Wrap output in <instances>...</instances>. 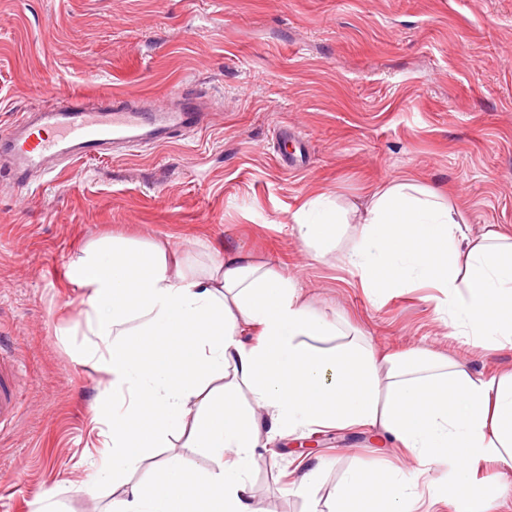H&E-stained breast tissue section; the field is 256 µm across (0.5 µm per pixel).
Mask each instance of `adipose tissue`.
Here are the masks:
<instances>
[{
	"mask_svg": "<svg viewBox=\"0 0 512 512\" xmlns=\"http://www.w3.org/2000/svg\"><path fill=\"white\" fill-rule=\"evenodd\" d=\"M348 224L355 234L338 260L371 297L438 289L450 335L512 345V235L472 236L455 201L407 176L343 208L322 193L309 198L295 229L311 248ZM68 277L83 293L82 361L108 379L95 465L101 480L126 488L110 512H260L247 474L264 426L373 430L420 464L447 466L457 488L448 512H498L497 497L479 498L474 473L487 461L512 466V370L486 378L420 348L381 356L363 339L312 346L338 326L310 310L288 275L241 252L215 253L201 269L163 244L112 236L79 250ZM243 325L255 342L240 340ZM216 378L223 386L209 389ZM177 434L217 468L192 473L172 454L149 488L129 484L145 454ZM419 479L395 475L375 512H412Z\"/></svg>",
	"mask_w": 512,
	"mask_h": 512,
	"instance_id": "ef3b65f1",
	"label": "adipose tissue"
}]
</instances>
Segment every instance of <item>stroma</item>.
Here are the masks:
<instances>
[{"mask_svg":"<svg viewBox=\"0 0 512 512\" xmlns=\"http://www.w3.org/2000/svg\"><path fill=\"white\" fill-rule=\"evenodd\" d=\"M180 86L200 94L207 123L166 146L61 159L25 188L0 171V353L21 371L20 413L0 432V512H35L50 490L61 512H108L123 492L87 464L104 439L107 379L78 360L82 294L67 276L107 234L202 263L203 242L250 253L382 354L421 347L487 376L512 368V348L449 335L428 289L373 301L294 231L309 197L343 205L410 174L460 198L472 234L512 233V0H0V137L50 92L162 103ZM285 150L301 167L279 165ZM260 438L248 479L264 512H329L358 468L374 500L417 466L362 428ZM171 451L190 470L215 466L180 437L151 449L131 482Z\"/></svg>","mask_w":512,"mask_h":512,"instance_id":"stroma-1","label":"stroma"}]
</instances>
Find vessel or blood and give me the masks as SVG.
<instances>
[{
  "instance_id": "vessel-or-blood-1",
  "label": "vessel or blood",
  "mask_w": 512,
  "mask_h": 512,
  "mask_svg": "<svg viewBox=\"0 0 512 512\" xmlns=\"http://www.w3.org/2000/svg\"><path fill=\"white\" fill-rule=\"evenodd\" d=\"M170 105H141L125 99L75 94L66 102L48 101L37 114H22L4 146L16 162L13 176L23 181L32 171H47L56 158H93L109 147L160 146L174 133L201 125L197 96L180 87ZM19 412L17 371L0 359V430Z\"/></svg>"
}]
</instances>
